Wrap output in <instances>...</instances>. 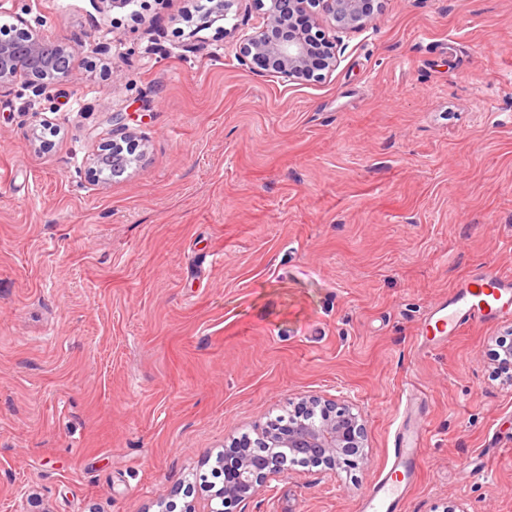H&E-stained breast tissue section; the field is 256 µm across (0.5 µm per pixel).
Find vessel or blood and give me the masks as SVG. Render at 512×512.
I'll list each match as a JSON object with an SVG mask.
<instances>
[{"label":"vessel or blood","mask_w":512,"mask_h":512,"mask_svg":"<svg viewBox=\"0 0 512 512\" xmlns=\"http://www.w3.org/2000/svg\"><path fill=\"white\" fill-rule=\"evenodd\" d=\"M510 314L512 276L481 267L433 304L420 325L419 345L437 348L464 328L490 325ZM421 446L419 432L401 424L394 434L389 470L363 495L359 512H405Z\"/></svg>","instance_id":"obj_1"}]
</instances>
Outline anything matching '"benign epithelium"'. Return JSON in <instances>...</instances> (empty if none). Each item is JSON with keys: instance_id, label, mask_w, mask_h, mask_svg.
I'll return each mask as SVG.
<instances>
[{"instance_id": "7a95c632", "label": "benign epithelium", "mask_w": 512, "mask_h": 512, "mask_svg": "<svg viewBox=\"0 0 512 512\" xmlns=\"http://www.w3.org/2000/svg\"><path fill=\"white\" fill-rule=\"evenodd\" d=\"M261 11L260 27L243 32L236 44L240 65L260 73L274 74L287 82L305 84L324 78L338 66L340 39L320 29L318 18L325 19L333 31L350 34L365 28L374 18L382 0H252ZM306 13L311 25L323 37L321 60L312 54L305 35L293 30V19ZM15 36L0 39V90L22 82L35 96L48 97L53 87L71 79L70 66L75 48L66 42L36 35L28 21L16 15ZM57 132L47 119L33 125L32 142L45 148V132ZM140 142L128 128L116 123L111 139L94 154L92 171L99 174L104 160L116 167L113 176L124 174L127 164L140 157ZM256 446L283 448L276 457L254 454L238 440L220 454V459H235L224 469V485L213 491L205 487L198 500L182 512H224V509L254 498L267 487L270 478L291 468L284 456L297 455L303 463L324 465L331 473L344 465H356L367 459L366 419L353 407L332 398L311 395L294 406L288 419H269L256 428Z\"/></svg>"}]
</instances>
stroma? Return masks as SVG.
<instances>
[{"label":"stroma","instance_id":"1","mask_svg":"<svg viewBox=\"0 0 512 512\" xmlns=\"http://www.w3.org/2000/svg\"><path fill=\"white\" fill-rule=\"evenodd\" d=\"M199 5L0 0L75 47L53 97L0 92V512L183 507L315 394L363 411L366 462L233 512H358L404 421L407 512H512V319L416 340L474 269L512 273V0H384L303 85L241 66L244 13L199 31ZM117 113L145 154L103 183Z\"/></svg>","mask_w":512,"mask_h":512}]
</instances>
